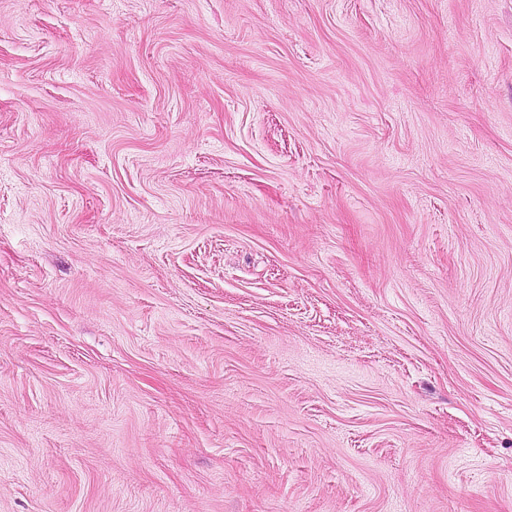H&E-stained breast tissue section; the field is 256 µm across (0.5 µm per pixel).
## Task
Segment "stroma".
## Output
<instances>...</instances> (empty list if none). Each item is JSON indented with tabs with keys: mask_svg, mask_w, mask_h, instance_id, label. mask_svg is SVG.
Segmentation results:
<instances>
[{
	"mask_svg": "<svg viewBox=\"0 0 512 512\" xmlns=\"http://www.w3.org/2000/svg\"><path fill=\"white\" fill-rule=\"evenodd\" d=\"M0 512H512V0H0Z\"/></svg>",
	"mask_w": 512,
	"mask_h": 512,
	"instance_id": "1",
	"label": "stroma"
}]
</instances>
